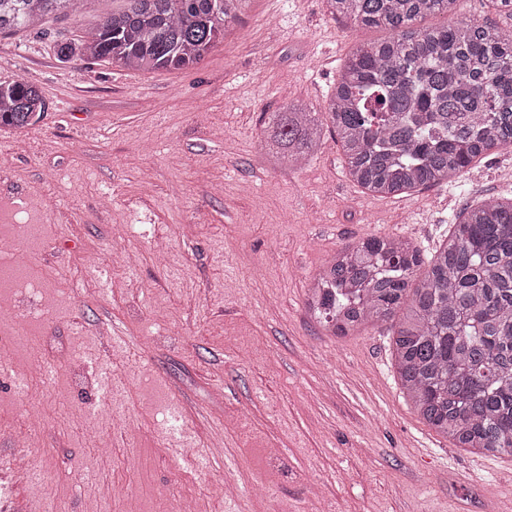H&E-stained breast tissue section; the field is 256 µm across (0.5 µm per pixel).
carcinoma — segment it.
I'll list each match as a JSON object with an SVG mask.
<instances>
[{
	"mask_svg": "<svg viewBox=\"0 0 512 512\" xmlns=\"http://www.w3.org/2000/svg\"><path fill=\"white\" fill-rule=\"evenodd\" d=\"M87 0H0V33L41 17L77 16ZM332 18L390 32L342 65L323 113L291 103L263 132L273 163L294 167L336 134L352 181L378 196L449 184L512 145V27L458 16L464 0H325ZM249 0H123L98 28L57 44L59 62L177 70L236 29ZM48 104L24 80L0 79V127L21 130ZM306 307L334 336L389 325L401 391L457 448L512 455V198H484L454 218L426 257L411 241L372 235L338 250Z\"/></svg>",
	"mask_w": 512,
	"mask_h": 512,
	"instance_id": "obj_1",
	"label": "carcinoma"
}]
</instances>
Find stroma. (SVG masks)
<instances>
[{
    "label": "stroma",
    "instance_id": "stroma-1",
    "mask_svg": "<svg viewBox=\"0 0 512 512\" xmlns=\"http://www.w3.org/2000/svg\"><path fill=\"white\" fill-rule=\"evenodd\" d=\"M121 6L0 34V79L48 104L0 128V234L54 308L26 345H0V475H30L17 512H85L93 496L99 512H512V456L454 447L418 418L386 327L330 336L305 308L343 246L385 233L429 254L466 204L512 194V147L410 196L365 192L329 137L305 165L272 167L269 113L322 109L343 60L387 31L334 20L324 0H252L188 69L57 61L58 42ZM116 224L133 227L124 242Z\"/></svg>",
    "mask_w": 512,
    "mask_h": 512
}]
</instances>
